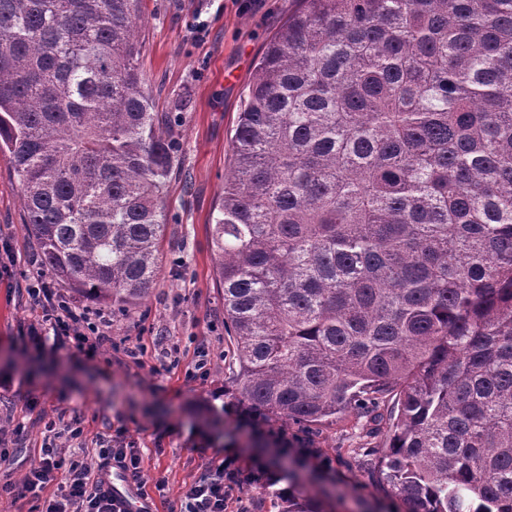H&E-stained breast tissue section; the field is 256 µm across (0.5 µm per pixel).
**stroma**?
<instances>
[{"instance_id": "stroma-1", "label": "stroma", "mask_w": 512, "mask_h": 512, "mask_svg": "<svg viewBox=\"0 0 512 512\" xmlns=\"http://www.w3.org/2000/svg\"><path fill=\"white\" fill-rule=\"evenodd\" d=\"M297 0H143L139 29L141 64L159 113L184 102L167 133L178 144V163L167 189L170 221L162 241V271L145 304L124 316L99 311L111 328L112 346L95 358L52 339L33 344V320L24 277L40 271V255L23 222L17 176L0 156V243L16 264L0 275V419L31 425L25 441L7 443L0 483L23 480L44 438L43 422L80 416L88 436L125 429L145 453L146 491L167 512L186 484L230 457L260 459L272 473L268 486L238 491L250 512H282L289 493L323 502L326 512H405L372 476L382 439L366 437L353 417L306 427L274 419L289 438L301 439L330 462L329 473L297 464L278 466L264 438L239 430L211 409L214 393L239 401L232 380V345L224 332V300L216 278L210 222L224 188L230 138L255 61ZM156 338L182 354L198 343L210 351V375L201 381L185 364L160 366L154 354L136 365L125 340ZM166 483L157 491L155 481Z\"/></svg>"}]
</instances>
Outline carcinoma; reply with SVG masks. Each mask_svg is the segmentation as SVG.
I'll list each match as a JSON object with an SVG mask.
<instances>
[{
  "label": "carcinoma",
  "mask_w": 512,
  "mask_h": 512,
  "mask_svg": "<svg viewBox=\"0 0 512 512\" xmlns=\"http://www.w3.org/2000/svg\"><path fill=\"white\" fill-rule=\"evenodd\" d=\"M299 2L211 220L236 389L308 427L374 424L407 512H512V0ZM142 21V0H0V153L29 236L122 313L160 272L178 151Z\"/></svg>",
  "instance_id": "1"
}]
</instances>
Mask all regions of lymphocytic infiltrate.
<instances>
[{
	"mask_svg": "<svg viewBox=\"0 0 512 512\" xmlns=\"http://www.w3.org/2000/svg\"><path fill=\"white\" fill-rule=\"evenodd\" d=\"M29 304L35 314L31 334L53 335L60 347H71L90 355L111 346L107 327L93 322L92 310L83 304L62 298L51 280L39 277L28 290ZM84 437L80 418H72L63 430L62 438H45L37 458L22 483L0 485V494L23 497L58 484V498L47 501L44 512H121L108 486L113 470H120L134 487H142L145 467L143 452L125 433L98 435L95 440L97 463L88 460H65L61 441H79ZM66 470L64 483H56L58 470ZM269 482L267 471L259 464L247 469L235 467L233 460L219 464L205 478L193 481L171 506V512H247L237 490L242 484L264 486Z\"/></svg>",
	"mask_w": 512,
	"mask_h": 512,
	"instance_id": "obj_1",
	"label": "lymphocytic infiltrate"
}]
</instances>
